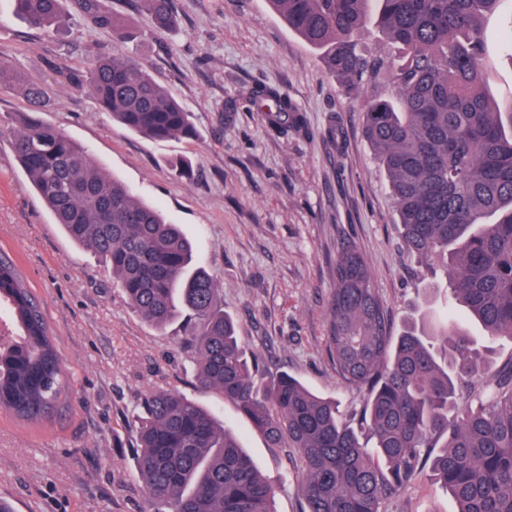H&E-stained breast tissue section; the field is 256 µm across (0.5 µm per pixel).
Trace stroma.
<instances>
[{"label": "stroma", "mask_w": 512, "mask_h": 512, "mask_svg": "<svg viewBox=\"0 0 512 512\" xmlns=\"http://www.w3.org/2000/svg\"><path fill=\"white\" fill-rule=\"evenodd\" d=\"M176 33H154L134 0H112L133 33L128 50L191 112L195 139H146L114 123L90 92L70 88L59 66L82 68L112 46L110 31L83 22L70 0L59 28L42 32L0 0V54L13 76L0 81V253L9 254L40 300L58 346L65 394L47 421L0 412V500L15 512H148L135 473L140 399L152 389L209 408L242 440L274 486L277 512H300V476L218 391L196 386L182 315L157 331L127 303L88 248L54 224L17 164L19 113L29 82L52 91L39 119L89 150L103 171L159 206L193 240L238 325L257 377L288 370L313 391L360 412L366 390L336 374L327 307L337 255L355 246L367 261L393 334L430 312L457 315L441 274L407 254L389 179L365 138L366 94L350 92L319 51L290 30L267 0H171ZM496 60L487 85L501 111L512 108V19L492 22ZM285 91L303 131L278 133L244 93ZM337 137H329L330 128ZM191 161L195 179L176 161ZM386 512H456L428 475L391 496Z\"/></svg>", "instance_id": "1"}]
</instances>
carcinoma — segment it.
Returning <instances> with one entry per match:
<instances>
[{
  "mask_svg": "<svg viewBox=\"0 0 512 512\" xmlns=\"http://www.w3.org/2000/svg\"><path fill=\"white\" fill-rule=\"evenodd\" d=\"M162 34L177 20L169 0H137ZM36 28L63 17V0H9ZM328 69L355 93L385 82L363 112L365 134L385 170L407 248L438 264L452 298L491 339H512V111L485 91L489 20L509 0H267ZM91 25L131 38L109 0H74ZM378 35L389 55L369 50ZM112 120L152 140L197 136L191 114L138 59L98 54L71 79ZM246 99L277 131L304 122L288 94L258 85ZM20 168L55 223L91 249L127 303L164 330L184 311L197 325L193 377L236 405L271 448H287L302 478L301 512H384L382 506L430 466L457 512H512V362L486 378L491 350L460 326L411 323L392 335L361 254L336 260L328 304L329 349L342 380L368 390L358 425L336 400L280 371L259 382L219 288L193 242L64 132L25 115L14 133ZM0 410L30 423L61 400L57 348L40 302L0 255ZM486 379L475 405L468 390ZM136 473L152 512H275L274 489L213 413L153 390L135 417Z\"/></svg>",
  "mask_w": 512,
  "mask_h": 512,
  "instance_id": "obj_1",
  "label": "carcinoma"
}]
</instances>
